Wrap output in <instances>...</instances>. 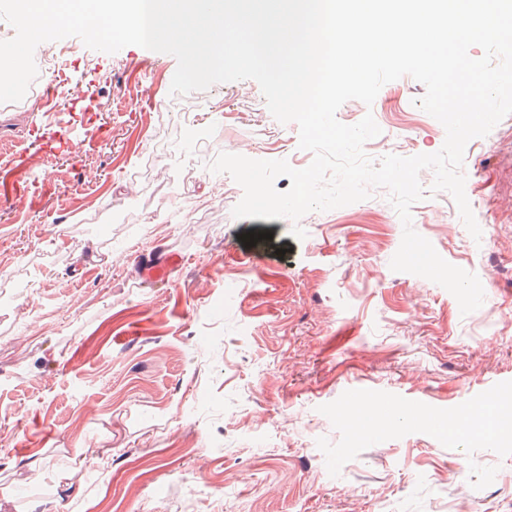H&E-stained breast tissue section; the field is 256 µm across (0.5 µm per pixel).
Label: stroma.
I'll return each mask as SVG.
<instances>
[{
  "instance_id": "1",
  "label": "stroma",
  "mask_w": 512,
  "mask_h": 512,
  "mask_svg": "<svg viewBox=\"0 0 512 512\" xmlns=\"http://www.w3.org/2000/svg\"><path fill=\"white\" fill-rule=\"evenodd\" d=\"M61 44L40 72L48 107L31 93L0 103L28 119L14 140L27 188L0 159V512H455L462 495L473 512H512V455L412 433L334 477L316 444L339 441L319 408L348 390L451 408L512 381V127L465 149L480 239L420 174L414 229L484 289L464 315L440 285L391 270L403 227L386 189L309 212L301 240L289 220L233 218L243 192L209 170L217 155L313 159L296 123L256 135L272 115L248 110L255 81L174 96L172 55L151 75L154 51ZM425 92L405 76L337 118L373 114V159L431 154L446 132L417 107ZM177 145L196 173L162 195L154 177ZM163 250L185 265L144 282ZM473 462L497 466L490 486L472 488Z\"/></svg>"
}]
</instances>
